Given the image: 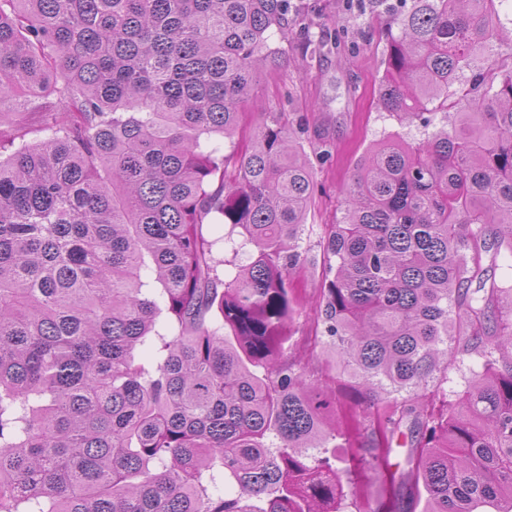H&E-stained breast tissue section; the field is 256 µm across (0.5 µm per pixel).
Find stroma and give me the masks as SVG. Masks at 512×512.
<instances>
[{
	"instance_id": "stroma-1",
	"label": "stroma",
	"mask_w": 512,
	"mask_h": 512,
	"mask_svg": "<svg viewBox=\"0 0 512 512\" xmlns=\"http://www.w3.org/2000/svg\"><path fill=\"white\" fill-rule=\"evenodd\" d=\"M301 25L314 34L345 32L339 49L307 56L297 37L282 42L283 61L273 76L262 77L250 106V125L268 113H288L291 128L312 165L316 190L306 219L301 249L306 258L307 304L294 326L297 348L309 352V364L336 376L344 367L334 347L314 341L313 324L320 296L322 239L328 225L340 220V187L353 178L356 163L390 136L418 140L416 124L403 121L374 104L383 71L386 31L392 22L378 13L375 0H296Z\"/></svg>"
}]
</instances>
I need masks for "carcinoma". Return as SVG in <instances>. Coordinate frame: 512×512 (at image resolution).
I'll return each instance as SVG.
<instances>
[{
    "label": "carcinoma",
    "instance_id": "obj_1",
    "mask_svg": "<svg viewBox=\"0 0 512 512\" xmlns=\"http://www.w3.org/2000/svg\"><path fill=\"white\" fill-rule=\"evenodd\" d=\"M498 2L394 6L377 107L454 120L342 189L315 320L356 379L341 399L288 354L310 163L282 112L209 145L279 69L292 0H0V115L49 132L0 127V512H344L361 475L383 496L360 512L423 491L425 512H512V287L483 265L512 252V53L472 67L512 22ZM465 355L467 389L422 409Z\"/></svg>",
    "mask_w": 512,
    "mask_h": 512
}]
</instances>
